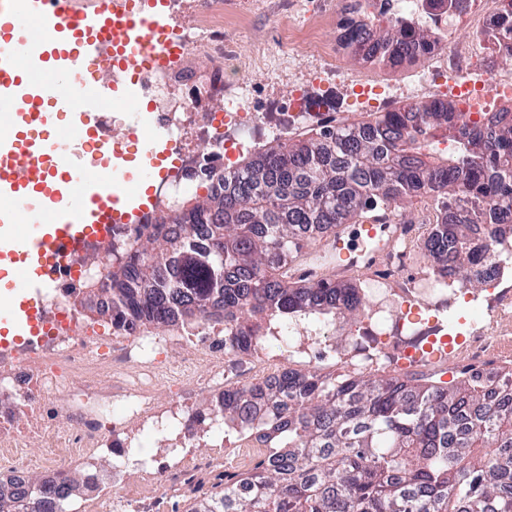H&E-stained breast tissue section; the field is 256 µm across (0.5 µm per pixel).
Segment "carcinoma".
I'll use <instances>...</instances> for the list:
<instances>
[{
	"label": "carcinoma",
	"mask_w": 512,
	"mask_h": 512,
	"mask_svg": "<svg viewBox=\"0 0 512 512\" xmlns=\"http://www.w3.org/2000/svg\"><path fill=\"white\" fill-rule=\"evenodd\" d=\"M340 47L363 64L389 67L428 59L438 40L394 22L374 28L348 18ZM449 129L454 151L433 150ZM204 197L180 198L142 232L86 270L82 308L119 326L162 328L171 317L224 325V352L248 355L274 340L294 348V322L343 318L354 325L387 315L369 282L326 277L285 280L317 238L359 216L428 199L423 226L434 288H478L512 261V110L456 112L444 100L381 112L368 121L311 128L243 158L220 176L206 174ZM489 228L493 243L473 225ZM112 268L100 282L99 267ZM365 360L330 348L348 366L322 374L284 368L265 386L268 412L251 401L260 384L224 390V440L256 437L266 460L196 496L189 512H512V363L494 373L467 365L399 373L376 337ZM70 512L65 487L42 499Z\"/></svg>",
	"instance_id": "obj_1"
}]
</instances>
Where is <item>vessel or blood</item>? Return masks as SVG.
<instances>
[{
    "label": "vessel or blood",
    "instance_id": "obj_1",
    "mask_svg": "<svg viewBox=\"0 0 512 512\" xmlns=\"http://www.w3.org/2000/svg\"><path fill=\"white\" fill-rule=\"evenodd\" d=\"M171 27L163 0H0V282L22 288L0 301V339L38 333L32 299L53 254L137 222L150 203L162 165L148 155L137 174L113 168L126 144L102 115L121 101L136 139L160 140L139 75L170 61L162 47ZM115 68L127 74L123 86L108 75ZM451 347L441 337L415 361L445 363Z\"/></svg>",
    "mask_w": 512,
    "mask_h": 512
}]
</instances>
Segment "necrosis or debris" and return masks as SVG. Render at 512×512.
Masks as SVG:
<instances>
[{
	"label": "necrosis or debris",
	"mask_w": 512,
	"mask_h": 512,
	"mask_svg": "<svg viewBox=\"0 0 512 512\" xmlns=\"http://www.w3.org/2000/svg\"><path fill=\"white\" fill-rule=\"evenodd\" d=\"M358 5L375 26L403 17L438 32L446 52L429 63L440 78L418 85L412 101L440 97L445 83L459 89L465 112L479 105L487 89L496 101L512 100V69L486 83L471 80L472 47L449 36L447 12L424 10L420 0ZM331 17L330 10L309 7L307 0H291L287 19L276 25L284 54L267 53L258 40L250 55L241 56L224 42L248 30V13L221 0H199L192 22L178 27L175 60L143 77L157 130L178 145L166 178L154 187L155 210H168L177 196L192 192L191 175L202 167L220 174L266 140L335 125V113L311 105L299 87L290 89L287 111H252L249 80L258 69L278 80L291 76V50L299 44L312 48L318 64L340 69L335 47L323 39ZM201 56L210 59V71L197 70ZM105 246L94 241L63 256L40 300L39 335L0 349V494L33 498L44 484L76 470L80 478L66 492L83 512H167L176 498L204 488L214 472L246 471L262 459V448L249 441L225 451L224 389L258 377L274 381L281 364L258 352L225 356L223 327L203 320H174L161 335L144 327L98 331L77 301L84 293V269L101 258ZM419 246L416 234H409L373 269L372 280L374 287H391L395 306L425 315L424 335L444 328V313L463 303L473 307L464 330L471 355L486 353L491 337L512 334L504 322L512 313V265L481 289L435 296L417 279L402 277ZM146 433L155 439V454L140 451Z\"/></svg>",
	"instance_id": "necrosis-or-debris-1"
}]
</instances>
